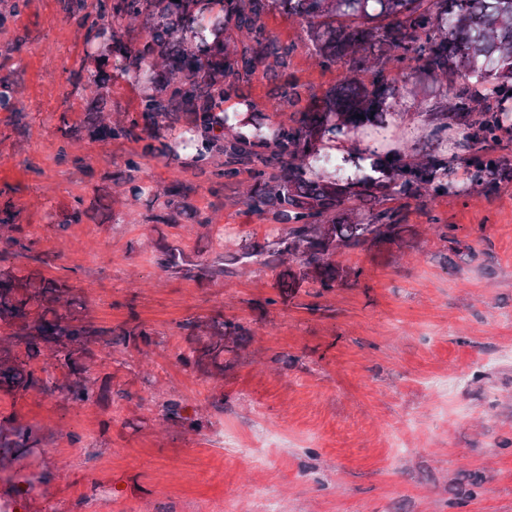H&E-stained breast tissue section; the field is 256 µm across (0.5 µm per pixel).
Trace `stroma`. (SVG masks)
I'll list each match as a JSON object with an SVG mask.
<instances>
[{"instance_id": "stroma-1", "label": "stroma", "mask_w": 512, "mask_h": 512, "mask_svg": "<svg viewBox=\"0 0 512 512\" xmlns=\"http://www.w3.org/2000/svg\"><path fill=\"white\" fill-rule=\"evenodd\" d=\"M260 24L294 47L298 105L341 77L315 63L300 20L270 10ZM83 58L59 0H28L0 28V81L19 85L16 112H0V189L34 242L8 262L74 285L97 326L140 323L156 342L95 344L109 409L0 394V414L41 438L23 464L43 482L15 512H512V183L411 207L403 243L335 254L358 281L291 290L288 264L226 262L268 242L269 217L241 197L247 170L223 180L220 154H158L131 173L148 189L135 199L102 179L127 171L135 142L67 144L59 117L83 118L69 81ZM225 83V111L244 101L289 123L282 82L259 70ZM168 187L186 188L193 214L160 221ZM78 197L105 208L65 223ZM218 316L247 330L223 376L177 363L185 322ZM170 400L201 428L164 419Z\"/></svg>"}]
</instances>
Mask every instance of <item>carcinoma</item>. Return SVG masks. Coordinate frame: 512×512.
Listing matches in <instances>:
<instances>
[{
    "label": "carcinoma",
    "instance_id": "1",
    "mask_svg": "<svg viewBox=\"0 0 512 512\" xmlns=\"http://www.w3.org/2000/svg\"><path fill=\"white\" fill-rule=\"evenodd\" d=\"M67 18L84 30V61L93 69L77 78L72 93H91L84 115L90 139L143 143L141 156L158 151L155 142L173 152L192 145L198 155L220 151L230 163H250L254 147L272 153L259 158L245 203L271 215L288 233L272 228L273 248L245 252L240 258L259 264L280 263L289 257L299 269L288 275V287L311 281L324 290L358 278L331 260L337 250L380 241L403 242L402 201H420L449 193L498 191L512 183V160L502 151L512 146V0H61ZM276 10L307 24L313 52L321 65L340 64L345 75L308 105L288 125L271 126L261 112L244 117L224 112V80L249 79L258 69L275 78L286 65L292 47L266 40L257 22ZM254 41L242 52L229 49L224 17ZM138 24L144 38L128 36ZM208 27L216 41L207 49L194 46ZM123 62L121 73L133 85L152 86L139 101L140 115L112 121L103 90L112 82L105 67L109 57ZM402 65L392 74L391 65ZM15 83L0 85V112L17 111ZM443 93L438 122L420 129L405 152L365 147L347 149V163L337 172L325 160L350 137L377 141L388 128L394 105L405 95ZM204 134V140H178L177 125ZM251 128L252 139L227 138L232 122ZM142 133H136L137 129ZM372 159L371 167L363 162ZM463 171L458 183L451 169ZM169 210L165 220L192 210L187 195L164 192ZM20 209L10 192L0 190V393L14 398L37 391L65 392L72 403L109 406L112 377H89L93 345L139 348L154 342L143 325L114 332L88 317L76 288L64 280L36 271L4 265L10 255L33 250L24 241ZM188 350L178 361L199 371L224 373V353L237 349L246 329L221 318L188 321ZM45 358L63 372L58 383L43 377ZM165 415L194 430L201 420L181 416L180 404L170 401ZM36 429L12 415L0 418V448L22 454L38 447ZM7 481L16 496L30 493L41 479L35 475Z\"/></svg>",
    "mask_w": 512,
    "mask_h": 512
}]
</instances>
